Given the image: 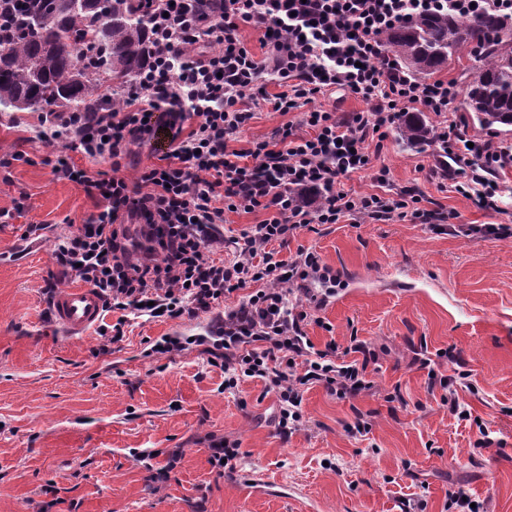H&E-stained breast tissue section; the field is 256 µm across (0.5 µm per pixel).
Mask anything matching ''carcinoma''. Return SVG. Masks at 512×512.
Wrapping results in <instances>:
<instances>
[{
	"mask_svg": "<svg viewBox=\"0 0 512 512\" xmlns=\"http://www.w3.org/2000/svg\"><path fill=\"white\" fill-rule=\"evenodd\" d=\"M155 0H0V112H96L132 91L152 65ZM224 0L184 7L200 28ZM388 49L406 72L434 73L461 53L474 74L462 87L473 122L507 133L512 127V19L487 8L470 17L432 12L394 26ZM398 135L411 146L433 142V130L413 113Z\"/></svg>",
	"mask_w": 512,
	"mask_h": 512,
	"instance_id": "carcinoma-1",
	"label": "carcinoma"
}]
</instances>
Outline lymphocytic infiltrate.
<instances>
[{
    "instance_id": "obj_1",
    "label": "lymphocytic infiltrate",
    "mask_w": 512,
    "mask_h": 512,
    "mask_svg": "<svg viewBox=\"0 0 512 512\" xmlns=\"http://www.w3.org/2000/svg\"><path fill=\"white\" fill-rule=\"evenodd\" d=\"M152 31L156 63L126 101L103 112H45L40 125L56 146L54 176L83 185L100 201L86 223L60 236L54 252L71 275L93 288L105 310L120 311L111 342L124 335L126 314L172 320L191 318L255 285L211 332L210 363L224 372L225 391L243 378L264 381L278 399L281 433L303 422V396L323 386L344 400L371 391L377 356L361 340L315 349L305 328L312 311L335 294L339 279L317 252L298 249L281 258L279 246L312 224L395 221L445 224L450 234L505 237L508 224L455 225L451 213L428 210L419 195L350 193L344 181L371 163L389 130L414 108L433 113L442 179L480 208L498 210L503 189L494 176L512 166V145L470 141L453 111L454 81L421 82L404 75L382 36L396 23L423 13L465 16L493 7L512 17V0H224L223 12L204 29L191 26L158 0ZM263 32L264 58L246 47L241 25ZM217 42L220 52L196 55L197 44ZM276 74L282 92L275 111H298L297 125L270 138L233 148L253 118L250 107L263 88V71ZM341 90L365 110L337 114L311 108L319 94ZM165 114L169 150L162 165L135 182L96 179L73 154L120 164L133 143L153 133ZM192 121L184 130V121ZM305 134H298V127ZM266 210L270 216L234 239L233 258L211 256L212 228L225 212ZM141 227L131 244L128 224Z\"/></svg>"
}]
</instances>
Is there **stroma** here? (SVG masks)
<instances>
[{"label":"stroma","mask_w":512,"mask_h":512,"mask_svg":"<svg viewBox=\"0 0 512 512\" xmlns=\"http://www.w3.org/2000/svg\"><path fill=\"white\" fill-rule=\"evenodd\" d=\"M236 148L264 140L297 113L267 101ZM35 112L0 113V210L23 212L0 223V512H457L450 489L466 485L481 512H512V236H454L408 220L317 224L301 229L282 256L309 248L340 284L306 332L328 341H366L379 356L372 391L339 400L322 386L303 398L305 422L289 438L277 430L278 401L258 378L225 392L210 366L212 314L138 318L109 345L99 329L79 340L59 330L47 282L72 286L54 241L67 225L96 213L83 186L55 179L54 148L38 134ZM434 146L409 149L389 132L382 151L345 186L358 194L413 192L426 209L455 213L460 224L512 225V166L501 211L479 208L432 176ZM390 171L379 184V168ZM178 336L179 352H154ZM454 349L458 363L441 358ZM434 359L457 383L496 444L475 447L477 426L460 422L430 387L414 355ZM397 401H387L389 393ZM368 433L350 434L356 418ZM238 442L235 472L209 460V439ZM166 482L155 479L172 452Z\"/></svg>","instance_id":"1"}]
</instances>
